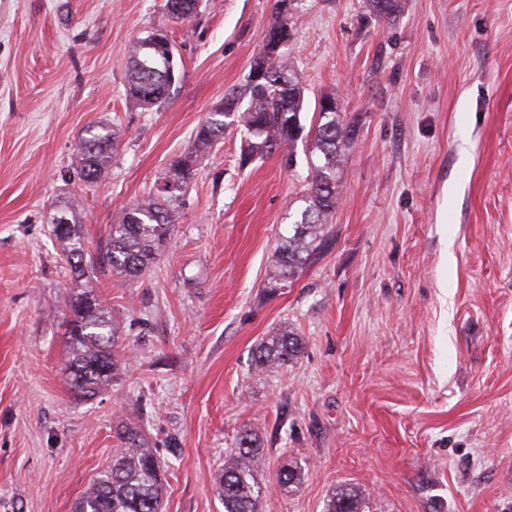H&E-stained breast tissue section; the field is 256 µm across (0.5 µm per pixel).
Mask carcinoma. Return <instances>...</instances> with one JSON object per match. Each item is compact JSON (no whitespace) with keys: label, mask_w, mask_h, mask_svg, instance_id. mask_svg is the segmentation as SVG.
<instances>
[{"label":"carcinoma","mask_w":512,"mask_h":512,"mask_svg":"<svg viewBox=\"0 0 512 512\" xmlns=\"http://www.w3.org/2000/svg\"><path fill=\"white\" fill-rule=\"evenodd\" d=\"M288 9L278 10L268 32L292 38L288 21L303 0H288ZM370 12L381 19L394 16L399 0H366ZM198 0H165L163 9L177 19L197 14ZM160 29L135 40L127 59V96L151 109L164 102L180 78L174 60L159 51ZM266 70L264 81L247 76L245 84L224 95L197 126L191 149L170 161L165 176L152 194L119 210L110 225L104 246L94 250L86 243L82 213L70 198L57 201L48 217L51 234L59 242L65 262L78 278L94 273L95 265L109 267L124 276L144 273L168 243L180 223L183 197L192 183L200 159L207 156L229 127L244 131L240 165L245 167L273 154L290 170L297 164L295 144L306 138L305 160L308 189L301 197L298 218L288 227L276 250L274 270L266 287L275 293L290 287L305 268L315 264L334 241L333 219L338 205L339 173L348 151L360 136V121L347 116L337 105L336 94L318 100L311 124L304 123V88L297 69L284 50L262 45L251 69ZM247 103H242V100ZM119 138L114 126L94 122L77 142L72 165L80 180L94 184L108 168ZM68 322L69 384L85 397H92L113 382L125 355L112 311L95 289L84 285L70 296ZM302 349V339L284 324L262 341L255 351V367L274 373L288 366ZM119 451L75 500L72 512H162L163 467L157 452L140 425L121 423L117 428ZM265 448L254 429L240 431L233 446L224 451V468L215 482L224 512H261L267 486L264 482ZM302 468L283 466L277 486L287 493L299 484ZM362 492L337 489L324 512H363Z\"/></svg>","instance_id":"1"}]
</instances>
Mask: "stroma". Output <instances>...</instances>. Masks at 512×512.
<instances>
[{
    "mask_svg": "<svg viewBox=\"0 0 512 512\" xmlns=\"http://www.w3.org/2000/svg\"><path fill=\"white\" fill-rule=\"evenodd\" d=\"M0 0V512H71L142 424L165 512H224L215 475L246 427L266 448L262 512H323L355 487L369 512H512V0H304L285 48L307 111L335 92L362 130L343 167L336 240L268 294L307 169L240 167L228 129L197 168L183 219L142 277L95 272L128 355L112 386L77 398L64 371L75 286L48 224L75 195L105 244L203 117L242 85L276 0ZM166 27L181 77L161 107L126 95L134 38ZM124 138L85 185L72 150L95 121ZM289 324L296 362L254 367ZM303 468L289 493L286 461Z\"/></svg>",
    "mask_w": 512,
    "mask_h": 512,
    "instance_id": "obj_1",
    "label": "stroma"
}]
</instances>
